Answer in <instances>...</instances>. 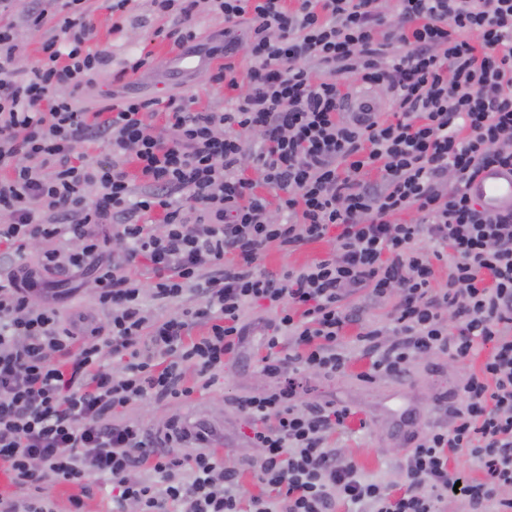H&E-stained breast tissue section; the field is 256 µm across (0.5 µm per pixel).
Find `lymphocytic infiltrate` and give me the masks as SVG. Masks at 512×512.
I'll list each match as a JSON object with an SVG mask.
<instances>
[{
  "instance_id": "lymphocytic-infiltrate-1",
  "label": "lymphocytic infiltrate",
  "mask_w": 512,
  "mask_h": 512,
  "mask_svg": "<svg viewBox=\"0 0 512 512\" xmlns=\"http://www.w3.org/2000/svg\"><path fill=\"white\" fill-rule=\"evenodd\" d=\"M54 2L57 32L29 69L16 66L13 25L0 24V211L10 217L0 225V512H52L43 497L10 493L50 479L111 481L114 512H241L238 473L210 450L208 432L170 423L168 440L199 444L184 461L122 414L212 386L255 328L246 308L262 304L277 313L258 327L260 369L275 386L236 407L261 450L255 476L276 494L253 497L251 512H336L340 500L360 512H439L454 491L512 512L501 494L512 486V209L488 211L470 191L483 171L512 167V0H396L391 16L384 0H297L292 11L284 0H209L224 17L225 55L246 43L249 67L228 61L212 76L234 92L232 107L193 112L167 99V137L141 100L88 112L56 96L61 84L82 90L110 57L90 47L86 0ZM352 80L387 85L393 119L345 111L341 86ZM97 140L105 158L81 154ZM249 153L255 181L240 169ZM372 170L379 181H366ZM408 210L416 221L395 223ZM102 224L121 246L110 261ZM329 234L325 258L258 268L269 246L290 252ZM34 240L43 248L31 267L20 257ZM229 253L237 263H225ZM438 261L448 264L442 289ZM135 262L151 269L149 286L128 274ZM87 270L106 324L32 303L50 276ZM362 288L399 295L390 328L357 336L374 374L402 378L418 355L465 362L489 351L450 427L409 434L398 495L327 446L348 409L295 402L305 372L345 370L340 338L360 316L344 302ZM190 290L198 303L182 306ZM148 298L181 311L156 318ZM198 326L204 334L192 337ZM109 356L123 360L119 374L104 371ZM461 448L483 482L449 469ZM139 468L145 477L131 480Z\"/></svg>"
}]
</instances>
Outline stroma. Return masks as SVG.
<instances>
[{
    "mask_svg": "<svg viewBox=\"0 0 512 512\" xmlns=\"http://www.w3.org/2000/svg\"><path fill=\"white\" fill-rule=\"evenodd\" d=\"M87 7L96 28L92 46L108 52L111 62L85 92L83 107L94 111L123 96L142 101L174 97L193 111L224 107V88L212 83L209 74L177 82L162 68L163 59L175 52L166 34L180 28L178 17L157 15L151 0H133L119 19L112 16L109 0H88ZM28 8V0H14L7 16L15 26L17 55L26 68L41 58L42 43L53 33L49 22L38 29L29 26ZM143 50L152 52L154 68L135 74L124 72L125 60ZM332 249L333 240L329 237L291 252L273 246L266 250L259 267L272 273L286 267L299 268L327 256ZM48 296L56 301L65 318L75 319L93 311L96 290L91 274L59 276ZM396 303V296L373 299L363 290L346 301L347 306L359 309L360 325L379 326L389 325ZM360 325L348 327L340 340L348 354L346 370L331 377L317 371L307 372L296 401L301 405L330 402L350 409L346 428L328 434L327 445L340 456L352 459L364 478L399 493L407 487L404 460L410 452L408 431L423 433L429 426L448 424L451 410L459 403L458 388L470 374L479 371L486 355L478 353L465 363L444 353L420 355L411 361L403 379L378 376L368 380L364 374L370 369L371 358L356 341ZM261 353L260 338L250 337L226 366L223 378L210 388L195 392L186 401L144 402L129 409L125 418L144 425L152 433L164 430L172 420L182 424L194 420L206 423L218 436L215 449L223 456L225 465L239 472L243 498L262 494L264 487L251 468L252 460L261 451L247 440L246 421L235 407L236 399L269 391L273 386L272 380L258 368ZM77 494L83 501L81 512H112V487L103 480L92 482L89 492L84 494L53 481L45 482L42 489L54 512H71L70 499Z\"/></svg>",
    "mask_w": 512,
    "mask_h": 512,
    "instance_id": "1",
    "label": "stroma"
}]
</instances>
